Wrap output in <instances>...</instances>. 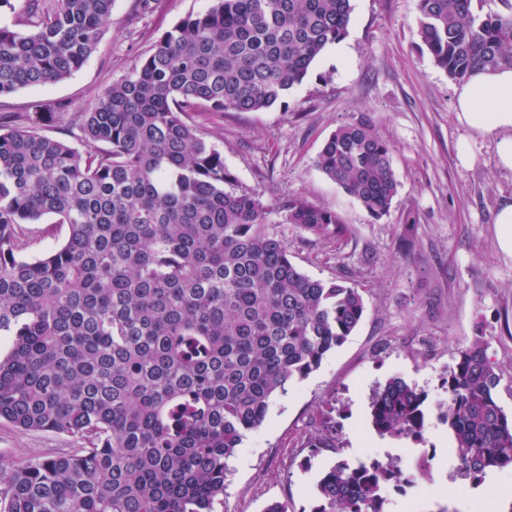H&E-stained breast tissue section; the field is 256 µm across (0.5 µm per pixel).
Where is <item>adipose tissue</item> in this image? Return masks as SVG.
Instances as JSON below:
<instances>
[{
	"label": "adipose tissue",
	"instance_id": "ef3b65f1",
	"mask_svg": "<svg viewBox=\"0 0 512 512\" xmlns=\"http://www.w3.org/2000/svg\"><path fill=\"white\" fill-rule=\"evenodd\" d=\"M457 119L493 137L499 167L512 170V67L477 71L456 88Z\"/></svg>",
	"mask_w": 512,
	"mask_h": 512
}]
</instances>
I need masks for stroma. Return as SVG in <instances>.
Here are the masks:
<instances>
[{"instance_id":"1","label":"stroma","mask_w":512,"mask_h":512,"mask_svg":"<svg viewBox=\"0 0 512 512\" xmlns=\"http://www.w3.org/2000/svg\"><path fill=\"white\" fill-rule=\"evenodd\" d=\"M210 0H114L110 24L84 66L57 84L0 98V109L28 124L31 102L62 101L68 111L43 134L68 138L77 115L127 76L140 56ZM347 36L329 45L284 103L261 112H190L188 123L224 155L233 189L273 202L301 196L335 212L348 230L318 239L277 213L269 230L294 263L316 279L347 277L362 288L364 317L352 336L306 379L276 397L266 419L229 461L220 512H263L278 501L311 512L320 475L336 461L380 459L414 468L428 457L429 478L394 491L387 512H477L492 500L512 512V471L478 483L459 470L447 426L430 420L421 440L377 435L373 388L400 376L445 393L441 377L459 346L481 336L501 382L497 399L512 412V257L497 246L494 218L512 200V171L497 166L494 141L456 118V83L418 35V0H353ZM370 115L392 147L399 182L390 213L372 219L315 164L339 125ZM472 137L478 159L459 166L456 146ZM55 432H24L0 422V460L22 462L71 448Z\"/></svg>"}]
</instances>
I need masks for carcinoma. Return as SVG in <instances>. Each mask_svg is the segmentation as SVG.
Listing matches in <instances>:
<instances>
[{
	"label": "carcinoma",
	"mask_w": 512,
	"mask_h": 512,
	"mask_svg": "<svg viewBox=\"0 0 512 512\" xmlns=\"http://www.w3.org/2000/svg\"><path fill=\"white\" fill-rule=\"evenodd\" d=\"M114 0H0V96L63 82L102 36ZM474 0H419L418 33L453 80L512 66L508 12ZM352 0H211L178 21L78 116L79 146L0 116V420L77 448L0 463V512H218L228 460L273 399L316 371L361 322L348 279H315L268 229L272 210L321 238L336 213L304 197L274 204L228 191L224 155L186 112H259L283 103L326 47L346 37ZM67 105L34 102L50 126ZM316 167L374 219L399 183L368 117L340 125ZM47 217L66 239L22 255V225ZM477 337L457 349L436 406L465 476L512 469V415ZM427 394L400 376L372 393L382 437L423 438ZM398 463L338 461L313 512H385Z\"/></svg>",
	"instance_id": "1"
}]
</instances>
